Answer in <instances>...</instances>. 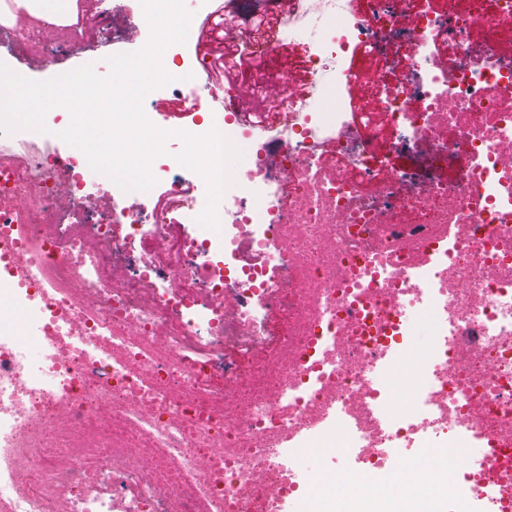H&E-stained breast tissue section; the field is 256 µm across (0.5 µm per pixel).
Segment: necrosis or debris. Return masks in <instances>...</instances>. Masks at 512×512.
<instances>
[{
  "instance_id": "necrosis-or-debris-1",
  "label": "necrosis or debris",
  "mask_w": 512,
  "mask_h": 512,
  "mask_svg": "<svg viewBox=\"0 0 512 512\" xmlns=\"http://www.w3.org/2000/svg\"><path fill=\"white\" fill-rule=\"evenodd\" d=\"M511 22L512 0L417 13L394 57L376 40L398 26L386 0L364 20L349 0H292L261 51L301 43L319 82H375L341 69L352 50L403 79L361 107L360 139L342 106L312 107L288 81V111L226 113L242 161L215 235L197 230L198 176L177 161L154 174L180 221L132 191L88 224L63 211L98 202L81 150L0 154V267L26 317L0 321V512H278L296 489L285 446L332 426L375 467L389 448L470 440L485 462L459 470L460 508L512 512V59L496 50ZM478 25L480 56L466 44ZM439 35L451 63L432 50ZM272 124L285 142L274 167L259 135ZM386 128L389 151L427 144L434 164L463 160L467 179L417 184L381 167ZM405 308L435 309L440 341L400 411L371 373L410 344Z\"/></svg>"
}]
</instances>
